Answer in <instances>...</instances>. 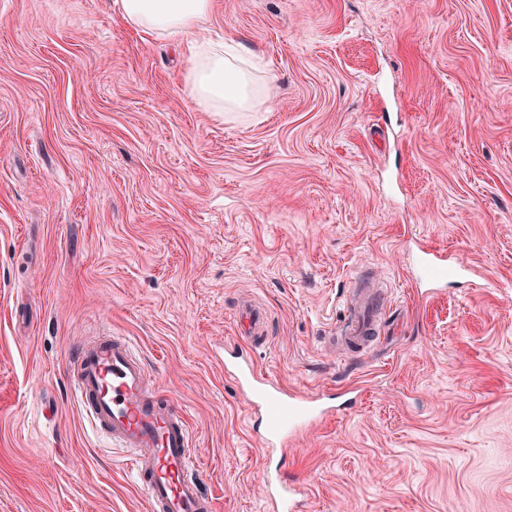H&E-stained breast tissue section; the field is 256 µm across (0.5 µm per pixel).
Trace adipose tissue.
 <instances>
[{
  "mask_svg": "<svg viewBox=\"0 0 512 512\" xmlns=\"http://www.w3.org/2000/svg\"><path fill=\"white\" fill-rule=\"evenodd\" d=\"M123 22L140 33L185 47V82L205 112H250L271 94V79L244 47L205 40L201 29L214 0H115Z\"/></svg>",
  "mask_w": 512,
  "mask_h": 512,
  "instance_id": "1",
  "label": "adipose tissue"
}]
</instances>
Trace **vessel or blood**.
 I'll return each mask as SVG.
<instances>
[{"mask_svg": "<svg viewBox=\"0 0 512 512\" xmlns=\"http://www.w3.org/2000/svg\"><path fill=\"white\" fill-rule=\"evenodd\" d=\"M413 265L423 297L434 296L437 273L449 266L447 253L420 245ZM377 310L371 298L346 304L341 331L329 336V343L348 352L367 351L377 335ZM239 321L250 338L266 327L262 311L247 305L240 307ZM70 371L76 398L92 426L131 452L135 479L152 512H214L211 499L190 474L194 457L186 417L152 381L129 340L100 336L84 341L70 360ZM224 373L259 414L264 448L283 456L297 435L333 416L337 407L350 410L356 405L355 398L340 401L327 390H285L258 372L250 352L242 348L225 351ZM302 494V484L288 479L279 467L267 469L261 495L271 512H301Z\"/></svg>", "mask_w": 512, "mask_h": 512, "instance_id": "obj_1", "label": "vessel or blood"}]
</instances>
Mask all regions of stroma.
I'll return each mask as SVG.
<instances>
[{
    "instance_id": "35a3bbf8",
    "label": "stroma",
    "mask_w": 512,
    "mask_h": 512,
    "mask_svg": "<svg viewBox=\"0 0 512 512\" xmlns=\"http://www.w3.org/2000/svg\"><path fill=\"white\" fill-rule=\"evenodd\" d=\"M214 2L206 36L273 80L259 111L198 109L113 0H0V512H150L72 396L104 334L185 412L216 512H265L224 373L246 300L262 374L360 397L281 462L306 512H512V0ZM419 243L472 276L422 297ZM363 274L387 320L340 354ZM239 321L242 335L249 338L262 335L266 327V317L259 309L242 305L239 309Z\"/></svg>"
}]
</instances>
